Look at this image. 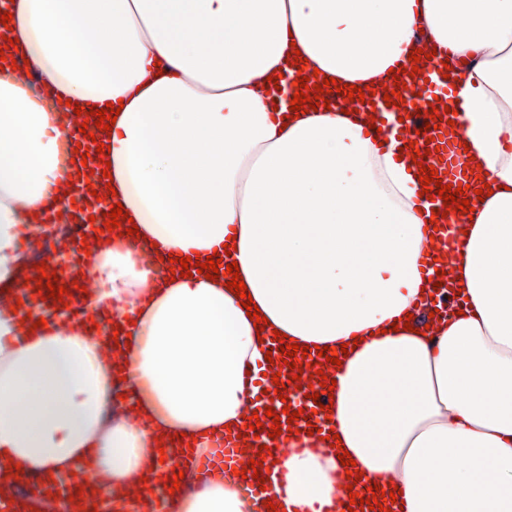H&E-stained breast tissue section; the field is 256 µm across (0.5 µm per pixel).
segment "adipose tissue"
Listing matches in <instances>:
<instances>
[{
    "label": "adipose tissue",
    "mask_w": 512,
    "mask_h": 512,
    "mask_svg": "<svg viewBox=\"0 0 512 512\" xmlns=\"http://www.w3.org/2000/svg\"><path fill=\"white\" fill-rule=\"evenodd\" d=\"M13 49L59 103L123 108L109 133L113 195L167 258L229 252L264 328L227 276L156 277L117 235L89 267L124 338L0 311V467L56 476L88 464L115 500L147 476L164 437L244 426L274 332L349 344L325 439L285 436L288 512L338 496L339 451L400 512H512V0H10ZM307 70L381 88L413 49L446 50L456 132L491 196L461 214L450 260L464 300L434 331L404 330L431 286L421 264L433 205L402 125L377 141L369 113L293 117L270 80ZM466 68H457L458 60ZM67 133L0 76V285L58 207ZM400 331H393V324ZM170 512H256L237 486H186Z\"/></svg>",
    "instance_id": "obj_1"
}]
</instances>
